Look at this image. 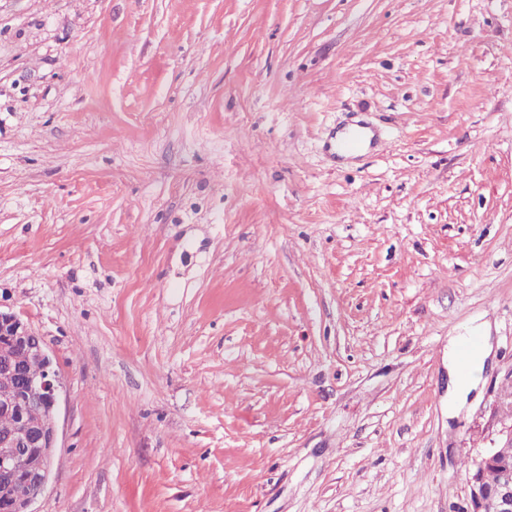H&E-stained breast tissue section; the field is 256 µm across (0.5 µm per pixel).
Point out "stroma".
<instances>
[{"label": "stroma", "mask_w": 512, "mask_h": 512, "mask_svg": "<svg viewBox=\"0 0 512 512\" xmlns=\"http://www.w3.org/2000/svg\"><path fill=\"white\" fill-rule=\"evenodd\" d=\"M0 309L65 382L36 512H472L512 0H0ZM482 339L480 336H462L459 345V336L449 337L448 340V367L450 368V386H448V411H454L462 405L471 392L477 387L484 370L485 361L491 354L492 347L489 343V336ZM459 346V350H458ZM482 348V351H481ZM481 351V353H480ZM480 353V354H479ZM479 354V356L472 360ZM461 370L462 379L458 367ZM470 371V373H469Z\"/></svg>", "instance_id": "obj_1"}]
</instances>
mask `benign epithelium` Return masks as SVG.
Here are the masks:
<instances>
[{"mask_svg": "<svg viewBox=\"0 0 512 512\" xmlns=\"http://www.w3.org/2000/svg\"><path fill=\"white\" fill-rule=\"evenodd\" d=\"M10 379L0 391V416L10 424L0 430V512H33L47 487L58 448L57 407L65 384L42 336L13 312L0 311V375ZM494 466L498 482L484 483ZM28 487L17 497L15 486ZM472 512H512V432L507 443L474 461L469 473Z\"/></svg>", "mask_w": 512, "mask_h": 512, "instance_id": "1", "label": "benign epithelium"}]
</instances>
